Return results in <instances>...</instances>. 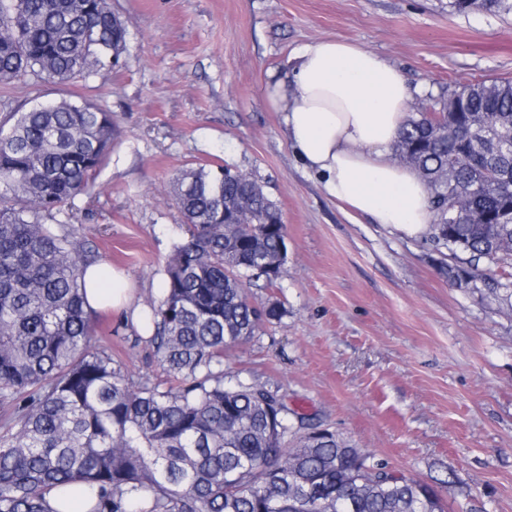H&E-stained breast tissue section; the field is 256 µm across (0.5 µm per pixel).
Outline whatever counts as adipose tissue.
Returning a JSON list of instances; mask_svg holds the SVG:
<instances>
[{
    "label": "adipose tissue",
    "instance_id": "1",
    "mask_svg": "<svg viewBox=\"0 0 512 512\" xmlns=\"http://www.w3.org/2000/svg\"><path fill=\"white\" fill-rule=\"evenodd\" d=\"M290 71L272 75L266 96L285 114L287 139L304 165L321 176L328 193L353 213L417 236L432 217L420 177L390 158L412 91L392 64L359 46L328 38L304 44ZM86 272L93 310L142 311L125 276L111 285Z\"/></svg>",
    "mask_w": 512,
    "mask_h": 512
}]
</instances>
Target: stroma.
Listing matches in <instances>:
<instances>
[{"label": "stroma", "mask_w": 512, "mask_h": 512, "mask_svg": "<svg viewBox=\"0 0 512 512\" xmlns=\"http://www.w3.org/2000/svg\"><path fill=\"white\" fill-rule=\"evenodd\" d=\"M127 50L105 77L0 83V122L62 97L107 109L120 131L72 211L87 248L122 270L140 305L159 301L185 237L180 170L230 165L259 182L287 227L286 276L253 287L284 314L230 348L224 369L278 388L289 407L451 508L512 512V311L448 282L442 255L346 213L304 168L269 72L326 38L396 66L409 111L484 80L512 81V14L451 11L448 0H112ZM130 314L102 311L93 343L133 381L170 379Z\"/></svg>", "instance_id": "35a3bbf8"}]
</instances>
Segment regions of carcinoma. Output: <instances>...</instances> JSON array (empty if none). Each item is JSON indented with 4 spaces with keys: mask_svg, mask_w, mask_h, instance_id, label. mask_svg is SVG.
Returning a JSON list of instances; mask_svg holds the SVG:
<instances>
[{
    "mask_svg": "<svg viewBox=\"0 0 512 512\" xmlns=\"http://www.w3.org/2000/svg\"><path fill=\"white\" fill-rule=\"evenodd\" d=\"M457 12L512 0H449ZM126 25L111 0H0V82L56 84L115 68ZM409 116L396 155L424 182L429 241L448 280L512 308V82L482 81ZM117 131L112 113L60 98L0 124V512H56L47 495L81 487L89 512H447L430 484L389 467L288 407L265 384H224V352L278 319L286 228L263 187L230 167L182 170L188 226L145 321L177 387L130 381L92 344L85 247L64 207L86 192ZM66 220L47 224L44 219Z\"/></svg>",
    "mask_w": 512,
    "mask_h": 512,
    "instance_id": "cac0c4a2",
    "label": "carcinoma"
}]
</instances>
